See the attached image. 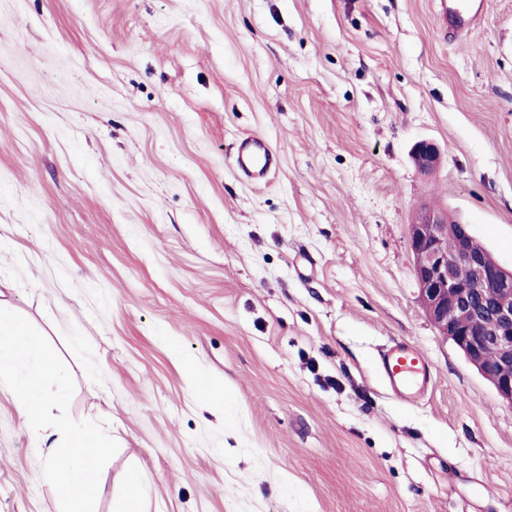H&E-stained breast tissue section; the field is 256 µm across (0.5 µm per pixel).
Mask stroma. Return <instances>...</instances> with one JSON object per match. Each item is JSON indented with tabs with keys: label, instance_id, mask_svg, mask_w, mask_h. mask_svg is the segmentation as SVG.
Instances as JSON below:
<instances>
[{
	"label": "stroma",
	"instance_id": "stroma-1",
	"mask_svg": "<svg viewBox=\"0 0 512 512\" xmlns=\"http://www.w3.org/2000/svg\"><path fill=\"white\" fill-rule=\"evenodd\" d=\"M439 25L437 0H0V301L119 444L97 512L131 468L148 512H512V403L408 244L430 206L512 268V0ZM395 341L419 403L377 371ZM43 457L0 390V512H60ZM238 164L251 179L264 180L271 167V152L266 142L256 136L243 141L239 150ZM412 159L419 171L429 173L439 163L440 150L435 143L422 140L413 146ZM380 372L387 387L406 402L421 396L432 379L424 352L407 343H396L383 352ZM191 378L197 385L198 396L203 404L216 410L224 408V397L226 398L224 386L212 380L197 377L194 374H191Z\"/></svg>",
	"mask_w": 512,
	"mask_h": 512
}]
</instances>
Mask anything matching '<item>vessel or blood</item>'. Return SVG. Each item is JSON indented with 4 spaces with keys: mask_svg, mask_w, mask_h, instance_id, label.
<instances>
[{
    "mask_svg": "<svg viewBox=\"0 0 512 512\" xmlns=\"http://www.w3.org/2000/svg\"><path fill=\"white\" fill-rule=\"evenodd\" d=\"M483 0H440L441 23L450 30H468L481 12ZM238 164L251 179L264 180L271 167V152L266 142L250 137L240 146ZM380 372L387 387L404 401L412 402L428 388L432 373L424 352L407 343L385 350Z\"/></svg>",
    "mask_w": 512,
    "mask_h": 512,
    "instance_id": "b4317fda",
    "label": "vessel or blood"
}]
</instances>
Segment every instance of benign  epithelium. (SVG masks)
<instances>
[{"instance_id": "1", "label": "benign epithelium", "mask_w": 512, "mask_h": 512, "mask_svg": "<svg viewBox=\"0 0 512 512\" xmlns=\"http://www.w3.org/2000/svg\"><path fill=\"white\" fill-rule=\"evenodd\" d=\"M412 159L419 171L429 173L439 163L440 150L422 140L413 146ZM446 237L448 219L433 209H423L410 225L420 296L439 332L463 352L499 397L512 403V373L504 372L512 368V306L497 303L499 294L512 293V273L489 265L473 250L467 229L457 234L450 251L442 247ZM460 265L470 270L466 280L456 277ZM491 350L496 353L495 366L487 363Z\"/></svg>"}]
</instances>
